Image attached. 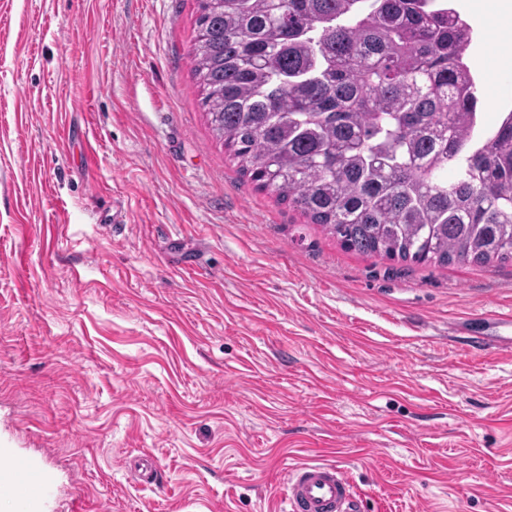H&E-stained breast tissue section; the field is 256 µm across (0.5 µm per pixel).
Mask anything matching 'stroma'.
Returning a JSON list of instances; mask_svg holds the SVG:
<instances>
[{
    "label": "stroma",
    "mask_w": 512,
    "mask_h": 512,
    "mask_svg": "<svg viewBox=\"0 0 512 512\" xmlns=\"http://www.w3.org/2000/svg\"><path fill=\"white\" fill-rule=\"evenodd\" d=\"M453 5L494 117L512 68L479 60L512 46ZM196 17L0 0V465L47 476L41 512H281L312 460L361 512H512V348L469 343L512 262L359 254L257 188L202 109Z\"/></svg>",
    "instance_id": "stroma-1"
}]
</instances>
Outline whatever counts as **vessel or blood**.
<instances>
[{"mask_svg": "<svg viewBox=\"0 0 512 512\" xmlns=\"http://www.w3.org/2000/svg\"><path fill=\"white\" fill-rule=\"evenodd\" d=\"M18 492L32 488L44 492L47 478L27 462L16 460L6 469ZM288 512H358V501L349 477L337 466L305 462L291 468L285 490Z\"/></svg>", "mask_w": 512, "mask_h": 512, "instance_id": "b4317fda", "label": "vessel or blood"}]
</instances>
